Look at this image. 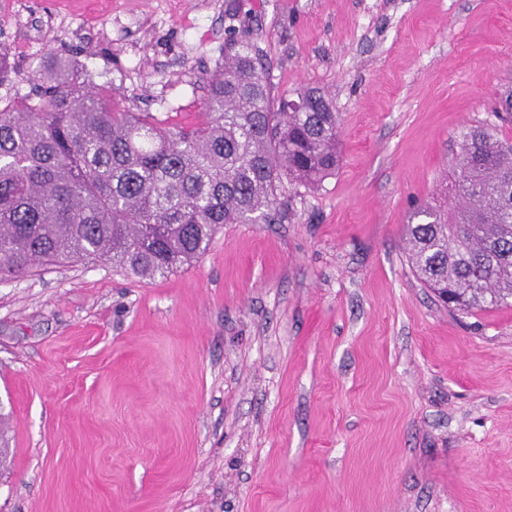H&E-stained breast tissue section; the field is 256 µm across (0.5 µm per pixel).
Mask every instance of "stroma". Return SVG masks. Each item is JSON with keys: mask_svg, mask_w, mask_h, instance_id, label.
Segmentation results:
<instances>
[{"mask_svg": "<svg viewBox=\"0 0 512 512\" xmlns=\"http://www.w3.org/2000/svg\"><path fill=\"white\" fill-rule=\"evenodd\" d=\"M12 2L0 98L66 48L189 128L240 39L272 99L328 94L342 160L167 277L0 278V512H512V305L446 310L404 235L453 202L463 130L512 139V0Z\"/></svg>", "mask_w": 512, "mask_h": 512, "instance_id": "35a3bbf8", "label": "stroma"}]
</instances>
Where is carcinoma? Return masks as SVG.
Masks as SVG:
<instances>
[{
  "instance_id": "carcinoma-1",
  "label": "carcinoma",
  "mask_w": 512,
  "mask_h": 512,
  "mask_svg": "<svg viewBox=\"0 0 512 512\" xmlns=\"http://www.w3.org/2000/svg\"><path fill=\"white\" fill-rule=\"evenodd\" d=\"M67 49L0 108V275L105 258L165 277L205 253L225 224L282 219L277 193L315 187L339 166L338 117L315 88L271 98L256 51L224 48L205 121L174 130L113 109ZM452 178L461 204L415 208L405 225L415 277L458 311L512 304V144L462 134Z\"/></svg>"
}]
</instances>
